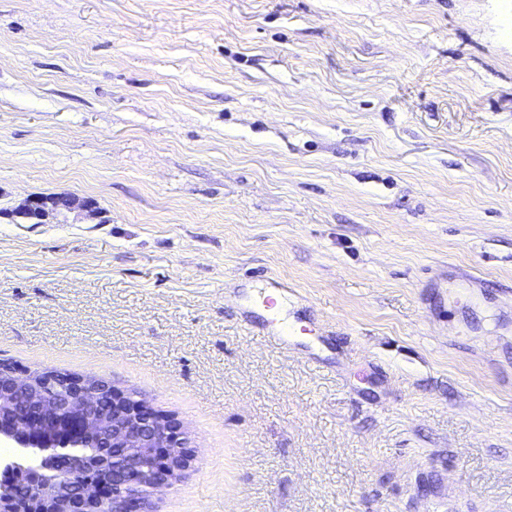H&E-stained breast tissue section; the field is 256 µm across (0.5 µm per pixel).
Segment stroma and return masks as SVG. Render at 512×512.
I'll return each instance as SVG.
<instances>
[{
  "instance_id": "1",
  "label": "stroma",
  "mask_w": 512,
  "mask_h": 512,
  "mask_svg": "<svg viewBox=\"0 0 512 512\" xmlns=\"http://www.w3.org/2000/svg\"><path fill=\"white\" fill-rule=\"evenodd\" d=\"M32 194L0 360L175 415L154 512H512V0H0ZM75 211L90 215L100 213L97 201L91 197L30 195L18 205L9 208L7 213L2 212L0 216L16 224H50Z\"/></svg>"
}]
</instances>
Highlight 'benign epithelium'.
I'll list each match as a JSON object with an SVG mask.
<instances>
[{"label":"benign epithelium","instance_id":"obj_1","mask_svg":"<svg viewBox=\"0 0 512 512\" xmlns=\"http://www.w3.org/2000/svg\"><path fill=\"white\" fill-rule=\"evenodd\" d=\"M99 213L91 197L30 195L4 217L50 224L72 212ZM60 382L63 395L45 405L34 378ZM28 395L25 412L12 397ZM0 512H150L153 495L179 481L194 460L188 433L173 416L149 407L126 388L53 370L0 367ZM112 452V480L94 476L95 461ZM148 455L154 468H141Z\"/></svg>","mask_w":512,"mask_h":512}]
</instances>
